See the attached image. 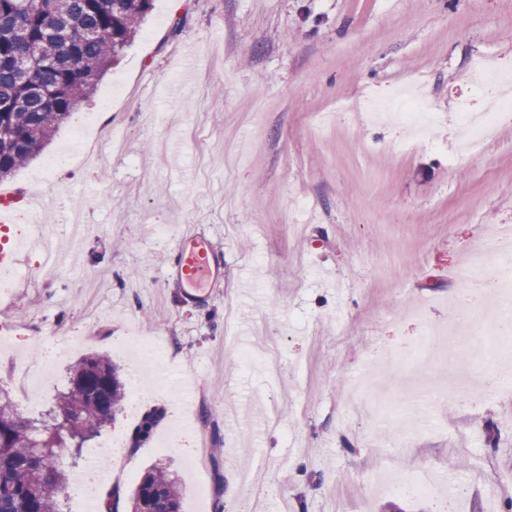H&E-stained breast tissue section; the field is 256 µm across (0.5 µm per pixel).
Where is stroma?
<instances>
[{
  "instance_id": "1",
  "label": "stroma",
  "mask_w": 512,
  "mask_h": 512,
  "mask_svg": "<svg viewBox=\"0 0 512 512\" xmlns=\"http://www.w3.org/2000/svg\"><path fill=\"white\" fill-rule=\"evenodd\" d=\"M185 24L170 36L175 18ZM512 74V0H155L86 109L111 110L121 138L107 163L66 169L50 193L90 231L53 278L33 251L29 285L0 305V389L11 370L66 348L35 395L53 405L85 355L108 357L130 382L134 336L167 339L166 369L187 373L197 406L221 407L186 441L158 451L183 410L176 389L126 407L102 437L128 443L146 411L166 418L137 452L97 456L132 491L162 462L179 476L183 512H242L239 472L265 512H435L409 488L425 471L462 488L459 512H512V397L469 392L471 445L450 446L448 404L389 425L390 441L356 412L363 393L402 402L445 388L447 362L381 371L387 349L416 346L425 322H448L453 271L490 224L512 226V114L480 153L461 151L457 106L478 103L473 66ZM422 92L439 117L428 143L377 120L372 98ZM68 121L34 161L1 183L29 193L69 142ZM194 225L224 254V281L192 304L167 275L178 232ZM91 335L68 349L74 332ZM364 379L363 393L345 388ZM415 445L397 456L402 429ZM221 449L222 485L186 468L197 438Z\"/></svg>"
}]
</instances>
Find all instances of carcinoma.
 <instances>
[{
  "label": "carcinoma",
  "instance_id": "cac0c4a2",
  "mask_svg": "<svg viewBox=\"0 0 512 512\" xmlns=\"http://www.w3.org/2000/svg\"><path fill=\"white\" fill-rule=\"evenodd\" d=\"M153 2L0 0V182L35 159L84 107L133 44ZM125 397L116 366L94 354L75 365L48 421L16 415L0 436V512H60L65 459L115 420ZM159 418L143 416L129 451L149 440ZM122 502L140 512H180L178 479L153 465L131 494L116 486L107 492L106 512H119Z\"/></svg>",
  "mask_w": 512,
  "mask_h": 512
}]
</instances>
